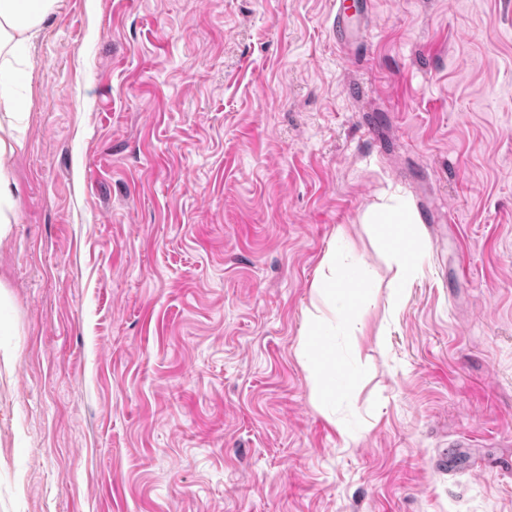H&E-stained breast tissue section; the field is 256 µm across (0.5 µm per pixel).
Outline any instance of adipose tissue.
I'll use <instances>...</instances> for the list:
<instances>
[{"mask_svg":"<svg viewBox=\"0 0 512 512\" xmlns=\"http://www.w3.org/2000/svg\"><path fill=\"white\" fill-rule=\"evenodd\" d=\"M60 0H0V112L9 116V123L0 122V239L17 221V182L13 177L15 157L25 148V130L15 122L18 101L16 76L23 71L27 47L37 40L45 16L55 10ZM338 251H330L326 269L312 283V293L323 299L330 309L344 308L356 291L364 290L367 273L358 258L344 263ZM323 323L319 314L308 313L299 343V357L312 369L313 399L323 404L334 397L336 389L329 385L322 369L316 368L313 351L315 337Z\"/></svg>","mask_w":512,"mask_h":512,"instance_id":"obj_1","label":"adipose tissue"}]
</instances>
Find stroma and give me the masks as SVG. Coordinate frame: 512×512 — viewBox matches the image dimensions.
<instances>
[{"mask_svg": "<svg viewBox=\"0 0 512 512\" xmlns=\"http://www.w3.org/2000/svg\"><path fill=\"white\" fill-rule=\"evenodd\" d=\"M335 2L46 16L0 240V512H512V0H372L350 51ZM391 197L423 257L396 313ZM341 232L369 290L318 406L297 349Z\"/></svg>", "mask_w": 512, "mask_h": 512, "instance_id": "obj_1", "label": "stroma"}]
</instances>
